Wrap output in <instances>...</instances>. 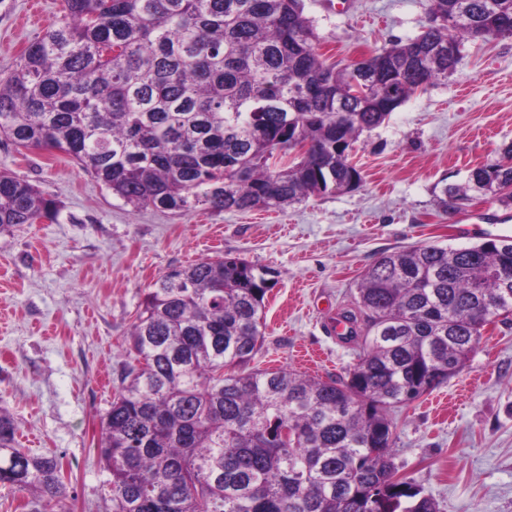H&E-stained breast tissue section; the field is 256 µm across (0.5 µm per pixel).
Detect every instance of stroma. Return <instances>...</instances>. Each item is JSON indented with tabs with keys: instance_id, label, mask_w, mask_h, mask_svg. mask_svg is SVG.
<instances>
[{
	"instance_id": "35a3bbf8",
	"label": "stroma",
	"mask_w": 512,
	"mask_h": 512,
	"mask_svg": "<svg viewBox=\"0 0 512 512\" xmlns=\"http://www.w3.org/2000/svg\"><path fill=\"white\" fill-rule=\"evenodd\" d=\"M0 0V79L62 18L61 0ZM330 64L369 57L420 33L430 0H303ZM512 143V37L468 40L447 82L413 95L361 135L355 190L281 210H137L56 151H17L0 168L57 197L56 221L0 233V410L31 454L63 464L70 512H110L101 496L99 419L147 288L168 269L218 254L274 269L264 343L251 368L328 379L353 368L354 343L329 333L357 309V285L382 252L512 237V208L492 198L447 214L441 189L500 159ZM320 353L305 365L298 350ZM396 462L440 512H512V321L486 327L465 368L395 409Z\"/></svg>"
}]
</instances>
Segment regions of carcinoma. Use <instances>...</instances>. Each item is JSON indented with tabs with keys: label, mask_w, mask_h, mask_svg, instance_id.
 <instances>
[{
	"label": "carcinoma",
	"mask_w": 512,
	"mask_h": 512,
	"mask_svg": "<svg viewBox=\"0 0 512 512\" xmlns=\"http://www.w3.org/2000/svg\"><path fill=\"white\" fill-rule=\"evenodd\" d=\"M431 0L416 37L343 66L316 51L302 0H63L60 26L0 81V136L58 150L135 209L280 210L363 182L359 137L445 82L466 38L498 33L488 4ZM461 5L470 21L448 23ZM421 58L419 72L408 62ZM363 79L369 91L351 95ZM308 146L285 169L269 160ZM512 144L442 189L443 211L480 191L505 207ZM60 202L0 170V232L53 221ZM276 272L228 254L169 269L144 295L110 409L100 418L112 512H439L398 476L395 408L459 374L486 318L512 308V251L496 239L382 253L358 283L347 337L354 378L245 372L260 350ZM0 412V484L34 512H69L54 456L17 447Z\"/></svg>",
	"instance_id": "cac0c4a2"
}]
</instances>
